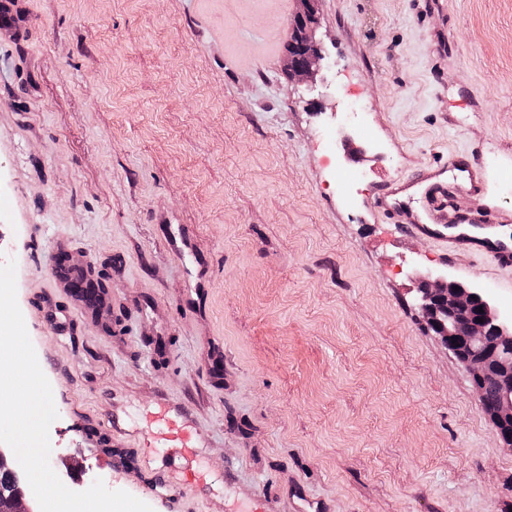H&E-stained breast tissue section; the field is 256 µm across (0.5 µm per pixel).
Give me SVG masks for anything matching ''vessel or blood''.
<instances>
[{"mask_svg":"<svg viewBox=\"0 0 512 512\" xmlns=\"http://www.w3.org/2000/svg\"><path fill=\"white\" fill-rule=\"evenodd\" d=\"M461 173L456 183H449L448 164L443 160L407 179L396 178L382 185L374 206L385 212L396 229L408 235H424L451 244L454 254L490 253L495 263L512 267V237L499 234L496 225L478 224L461 213L458 203L483 196L485 182L476 162H458ZM420 195L421 214L408 211L406 200Z\"/></svg>","mask_w":512,"mask_h":512,"instance_id":"1","label":"vessel or blood"}]
</instances>
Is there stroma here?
Listing matches in <instances>:
<instances>
[{
    "instance_id": "1",
    "label": "stroma",
    "mask_w": 512,
    "mask_h": 512,
    "mask_svg": "<svg viewBox=\"0 0 512 512\" xmlns=\"http://www.w3.org/2000/svg\"><path fill=\"white\" fill-rule=\"evenodd\" d=\"M0 20V264L52 376L49 463L166 512H512V450L414 299L512 315V271L400 233L375 188L464 154L512 235V0H20ZM112 299L92 322L50 258ZM53 295L64 326L40 325ZM167 483H154L156 474ZM149 494H142V487ZM300 9L293 20L294 38L288 44L286 66L292 78L305 80L321 66L325 55L314 40L318 0H298Z\"/></svg>"
}]
</instances>
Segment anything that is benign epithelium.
Wrapping results in <instances>:
<instances>
[{
    "label": "benign epithelium",
    "mask_w": 512,
    "mask_h": 512,
    "mask_svg": "<svg viewBox=\"0 0 512 512\" xmlns=\"http://www.w3.org/2000/svg\"><path fill=\"white\" fill-rule=\"evenodd\" d=\"M293 20L294 38L288 44L286 66L291 77L305 80L321 66L325 55L314 40L318 0H299ZM415 306L428 328L470 371L478 400L493 385L499 399L488 406V416L504 447H512V356H503L500 346L512 345V319L499 315L484 289L464 285L442 273L430 272L418 289ZM483 322H478V319ZM32 493L16 469L10 483L0 487V512H32Z\"/></svg>",
    "instance_id": "7a95c632"
}]
</instances>
